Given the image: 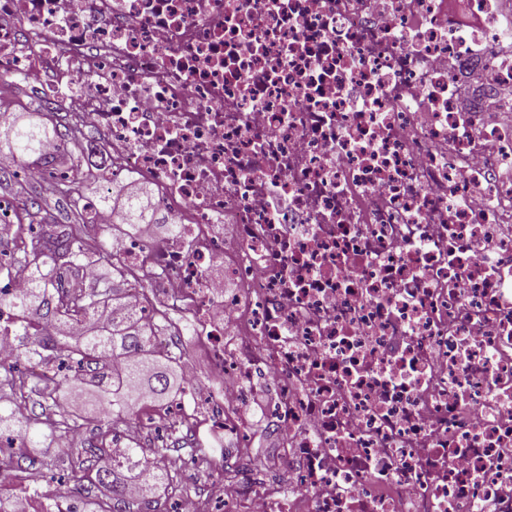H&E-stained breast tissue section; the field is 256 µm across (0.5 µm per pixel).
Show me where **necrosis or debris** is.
I'll return each mask as SVG.
<instances>
[{"mask_svg":"<svg viewBox=\"0 0 512 512\" xmlns=\"http://www.w3.org/2000/svg\"><path fill=\"white\" fill-rule=\"evenodd\" d=\"M465 3L0 0V75L179 227L112 240L206 347L179 415L276 439L172 512H512V12Z\"/></svg>","mask_w":512,"mask_h":512,"instance_id":"4bbe7bcc","label":"necrosis or debris"}]
</instances>
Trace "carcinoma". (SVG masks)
<instances>
[{"mask_svg":"<svg viewBox=\"0 0 512 512\" xmlns=\"http://www.w3.org/2000/svg\"><path fill=\"white\" fill-rule=\"evenodd\" d=\"M79 133L74 124L61 129L15 121L5 134L8 159L18 165L34 157L42 160L48 140L75 142ZM61 160L69 163L67 173L51 191L69 199L75 223L48 224L44 217L38 225L0 223V243L10 240L14 247L11 253L0 250V276L22 277L29 284L18 296L0 297V307L20 318L23 330L20 354L0 361V389L10 394V399H0V443L18 433L22 448L0 454V488L25 462L31 468H51L36 462L31 452L65 440L68 447L60 452L67 458V473L51 479L84 505L83 512H139L138 501L127 497L129 479L123 473L136 475L151 456L168 450L167 441L162 438L152 448L133 443L114 457L105 446L109 431L103 423L111 415L137 419L143 406L170 404L181 396V356L157 341L169 327L166 316H148L144 307L127 302L144 285L112 255V241L97 248L84 241L90 210L111 207V195L79 205L81 159L67 154ZM121 221L128 234L151 223V197L129 189ZM89 264L95 271L86 277L83 270ZM105 357L112 358L106 367L101 364ZM88 381L98 397L92 411L70 399L71 391ZM178 483V470L161 471L144 487L142 500L154 503L152 512H164L159 493ZM94 484L107 491L106 498L89 494L88 486Z\"/></svg>","mask_w":512,"mask_h":512,"instance_id":"obj_1","label":"carcinoma"}]
</instances>
